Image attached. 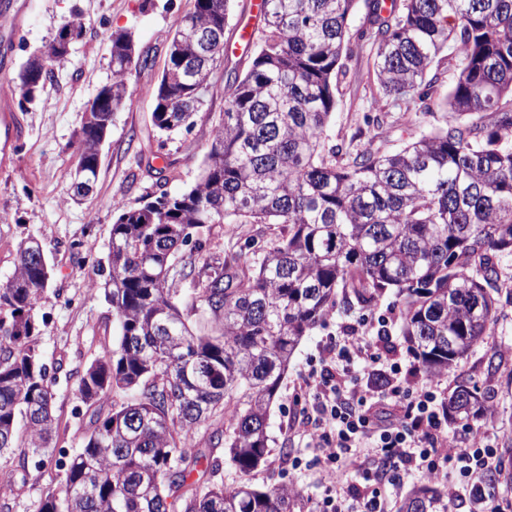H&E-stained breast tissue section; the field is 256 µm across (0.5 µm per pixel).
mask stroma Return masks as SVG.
I'll return each instance as SVG.
<instances>
[{
    "label": "stroma",
    "mask_w": 512,
    "mask_h": 512,
    "mask_svg": "<svg viewBox=\"0 0 512 512\" xmlns=\"http://www.w3.org/2000/svg\"><path fill=\"white\" fill-rule=\"evenodd\" d=\"M191 0H0V10L13 18L0 22V85L15 80L33 52L45 49L58 29L80 13L86 21L83 37L66 60L53 67L39 99L20 103L11 99L15 132L6 147L7 164H0V281L13 271L18 243L40 238L53 275L47 301L41 308L39 345L49 369L57 373L55 407L64 425L57 446L44 465L28 466L26 479H15L0 491V512H35L48 485L59 484L62 465L80 445L78 430L89 416L74 392L76 376L116 334L112 307L99 287L112 225L118 206H139L152 193L153 177L138 174L137 158H152L167 168L168 187L188 189L196 180L211 142V129L224 109L227 75L247 68V59L234 53L224 59V78L218 79L191 132L161 135L151 121V89L162 71L168 41ZM132 31L140 53L154 65L134 70L126 106L116 112L101 149V164L92 195L74 202L68 195L69 172L77 158L78 133L88 100L112 78L109 36ZM348 65L352 79L342 81L331 131L337 140L371 145L385 153L416 140L429 121L414 105L396 103L380 92L369 43L355 47ZM283 232L279 224H224L213 230L225 250L252 239L263 249ZM495 287L500 310L483 342L442 372L443 386L454 390L469 384L484 390L492 414L471 422L449 424V432L465 437L483 432L497 448L501 471L488 491L496 498H512V257L498 264ZM398 300L386 294L373 306L338 303L324 321L295 350L288 371L268 412V456L252 475L253 484L272 490L298 488L295 512H310L324 495L326 483L316 454L301 432L308 396L306 382L322 366V348L341 338L349 325L386 322L387 333L400 350L398 376L408 384L425 379L419 360L408 350L392 316Z\"/></svg>",
    "instance_id": "stroma-1"
}]
</instances>
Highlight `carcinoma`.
Here are the masks:
<instances>
[{"instance_id": "obj_1", "label": "carcinoma", "mask_w": 512, "mask_h": 512, "mask_svg": "<svg viewBox=\"0 0 512 512\" xmlns=\"http://www.w3.org/2000/svg\"><path fill=\"white\" fill-rule=\"evenodd\" d=\"M230 0H193L152 89V123L168 136L189 131L226 56ZM359 0H266L254 50L212 129L194 184L156 191L112 224L103 288L117 335L79 375L92 410L81 448L38 512H293L301 492L263 490L248 476L265 464L267 410L302 338L351 290L362 307L387 291L410 350L429 373L452 368L498 313L494 259L512 255V0H365L384 96L418 106L434 124L381 154L336 142L330 120L350 69V21ZM54 45L31 56L13 90L43 89ZM112 83L94 97L81 140L98 136L97 113L127 104L132 70L150 59L131 33L110 38ZM455 62L446 109L431 101ZM85 148L76 167L98 179ZM217 224H284L287 235L260 253L183 256ZM16 249L0 283V454L49 456L61 426L38 344L37 311L51 267ZM252 254V261L241 257ZM476 395L470 408L457 404ZM114 394L126 400L105 406ZM489 412L477 387L448 397L452 420ZM243 476L212 481L216 458L195 450L200 431ZM398 512H448V494L415 487Z\"/></svg>"}]
</instances>
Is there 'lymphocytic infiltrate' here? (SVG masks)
<instances>
[{
    "instance_id": "1",
    "label": "lymphocytic infiltrate",
    "mask_w": 512,
    "mask_h": 512,
    "mask_svg": "<svg viewBox=\"0 0 512 512\" xmlns=\"http://www.w3.org/2000/svg\"><path fill=\"white\" fill-rule=\"evenodd\" d=\"M324 361L309 383L306 421L308 445L328 466L316 512H388L382 483L391 470L445 481L452 500L459 487L468 488L471 512H505L486 492L497 454L478 437L449 433L445 407L438 401L441 379L404 388L395 378L396 359L380 349L364 321L327 348ZM356 362L377 376V385L352 383L350 367ZM361 448L376 466L355 476L351 469Z\"/></svg>"
}]
</instances>
